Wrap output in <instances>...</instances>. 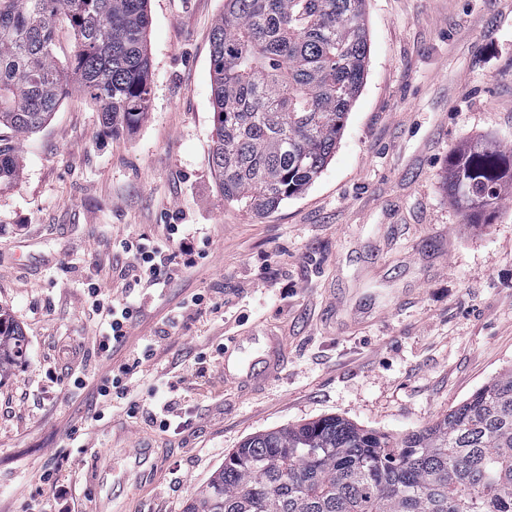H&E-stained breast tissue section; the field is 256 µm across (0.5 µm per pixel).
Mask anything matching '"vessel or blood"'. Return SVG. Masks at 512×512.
Listing matches in <instances>:
<instances>
[{
    "instance_id": "obj_1",
    "label": "vessel or blood",
    "mask_w": 512,
    "mask_h": 512,
    "mask_svg": "<svg viewBox=\"0 0 512 512\" xmlns=\"http://www.w3.org/2000/svg\"><path fill=\"white\" fill-rule=\"evenodd\" d=\"M280 345L271 335L224 339L222 372L225 380L247 387L255 385L254 363H262L267 374H275ZM149 456L141 448H115L106 456L102 466L90 470L84 493L92 504L93 512H115L112 490L116 485L132 486L134 492L147 491L150 480L145 469Z\"/></svg>"
}]
</instances>
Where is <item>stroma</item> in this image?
Wrapping results in <instances>:
<instances>
[{"label": "stroma", "instance_id": "35a3bbf8", "mask_svg": "<svg viewBox=\"0 0 512 512\" xmlns=\"http://www.w3.org/2000/svg\"><path fill=\"white\" fill-rule=\"evenodd\" d=\"M149 8L147 118L112 136L71 95L0 191V305L27 341L0 382V512H25L45 474L84 483L116 434L168 451L158 490L127 497L128 512H183L250 435L328 415L411 431L512 366V190L489 223L468 224L444 185L450 153L512 144V0H366V77L336 152L262 218L224 203L212 175L210 37L224 0ZM131 237L171 253L187 240L196 262L128 286L118 242ZM91 281L141 303L130 340L159 349L135 369L133 398L154 403L156 371H170L178 429L96 405L127 351L100 356ZM263 332L285 342L278 376L225 382L224 338ZM201 358L207 373L189 377Z\"/></svg>", "mask_w": 512, "mask_h": 512}]
</instances>
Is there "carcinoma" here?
<instances>
[{"label": "carcinoma", "mask_w": 512, "mask_h": 512, "mask_svg": "<svg viewBox=\"0 0 512 512\" xmlns=\"http://www.w3.org/2000/svg\"><path fill=\"white\" fill-rule=\"evenodd\" d=\"M149 0H0V190L23 141L79 92L102 129L134 130L151 105ZM365 0H224L211 33L212 170L260 217L305 193L336 152L363 86ZM74 45L56 53L60 25ZM512 180V147L448 157L446 189L480 224ZM0 305V382L26 356ZM184 512H512V367L442 419L392 436L339 416L244 439Z\"/></svg>", "instance_id": "cac0c4a2"}]
</instances>
